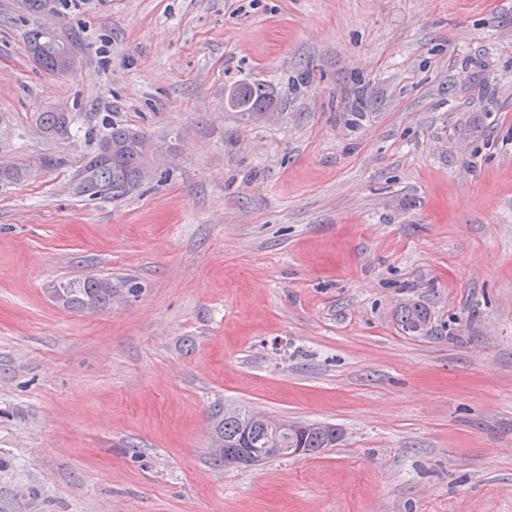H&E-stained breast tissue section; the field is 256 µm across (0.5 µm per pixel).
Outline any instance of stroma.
<instances>
[{
    "instance_id": "stroma-1",
    "label": "stroma",
    "mask_w": 512,
    "mask_h": 512,
    "mask_svg": "<svg viewBox=\"0 0 512 512\" xmlns=\"http://www.w3.org/2000/svg\"><path fill=\"white\" fill-rule=\"evenodd\" d=\"M62 102L161 174L75 195ZM0 160V512H512V0H0ZM85 276L110 309L50 300ZM219 405L344 440L217 467ZM26 39H27L28 49H29V52H30L31 55H32L33 52L37 51L40 42H42V41H48L49 42L50 41V39H48V38H46L44 36L42 30L38 29V28L30 30L27 33ZM33 58H34V60H36L38 62V65L44 71H46L48 74H51V75H54V76L61 75L57 71L55 57L51 53H45L42 56L40 55L38 57L33 56ZM237 98L234 107L229 106V110L236 112L241 120L251 121L252 125H259L257 121L259 114L263 121H269L277 115L273 109L263 110L261 112H253L263 108L271 107L274 104L272 92L266 85L255 84L251 82H241L237 85ZM56 108L58 112L54 108H46L35 112L33 117L36 128L49 139L69 135L77 120V115L70 112L67 104L57 105ZM136 148L144 156V165L141 171L143 181L151 178L164 164L168 154V146L158 141L143 140L136 143ZM429 322L428 312L425 308L411 305L404 306L397 313L396 321L404 332L418 333L417 330Z\"/></svg>"
}]
</instances>
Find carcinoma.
<instances>
[{
	"label": "carcinoma",
	"mask_w": 512,
	"mask_h": 512,
	"mask_svg": "<svg viewBox=\"0 0 512 512\" xmlns=\"http://www.w3.org/2000/svg\"><path fill=\"white\" fill-rule=\"evenodd\" d=\"M237 98L231 111L241 120L258 124L259 110L274 104V98L269 88L263 84L243 82L237 85ZM77 115L73 112H57L46 108L34 114L33 121L39 132L51 139L70 134L75 125ZM87 141L93 150L73 177L75 192L91 197L108 196L120 199L134 192L141 184L139 172L142 157L128 149L137 138H145L147 134L132 131L105 116L101 126L91 127L85 132ZM105 144H111L120 149L112 160L97 161L98 151ZM28 169L13 165L0 166V186L4 187L26 178ZM64 301L62 306L74 310H86L91 303L104 310L112 306V278L84 277L66 279L56 283ZM429 320L425 308L411 305L403 307L397 313L396 321L405 332L415 333ZM214 420L215 440L224 442V447L234 450L240 458V465L253 466L259 462L280 457V454L270 452V432L262 425L251 429L237 417L227 416L224 409L216 410ZM279 447L286 448L290 444L305 449L313 454L323 448H330L338 439L330 436L328 431L318 423H304L296 433L283 431L278 436Z\"/></svg>",
	"instance_id": "1"
}]
</instances>
